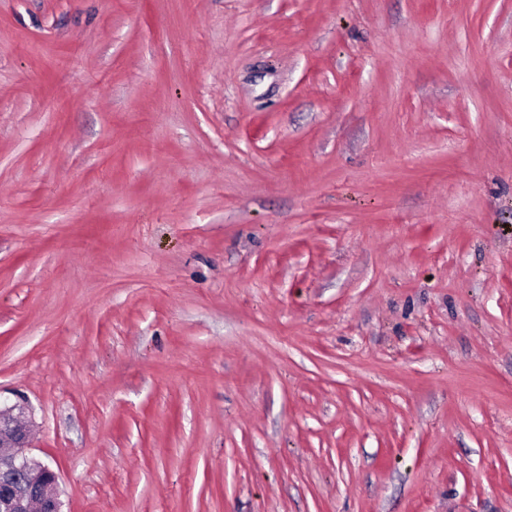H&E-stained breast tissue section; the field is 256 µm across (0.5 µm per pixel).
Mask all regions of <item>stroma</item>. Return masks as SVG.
Wrapping results in <instances>:
<instances>
[{"label": "stroma", "instance_id": "35a3bbf8", "mask_svg": "<svg viewBox=\"0 0 512 512\" xmlns=\"http://www.w3.org/2000/svg\"><path fill=\"white\" fill-rule=\"evenodd\" d=\"M65 512H512V0H0V404Z\"/></svg>", "mask_w": 512, "mask_h": 512}]
</instances>
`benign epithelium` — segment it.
<instances>
[{"instance_id":"7a95c632","label":"benign epithelium","mask_w":512,"mask_h":512,"mask_svg":"<svg viewBox=\"0 0 512 512\" xmlns=\"http://www.w3.org/2000/svg\"><path fill=\"white\" fill-rule=\"evenodd\" d=\"M30 423L26 406L0 408V472L17 480L0 488V512H63L57 474L29 455Z\"/></svg>"}]
</instances>
